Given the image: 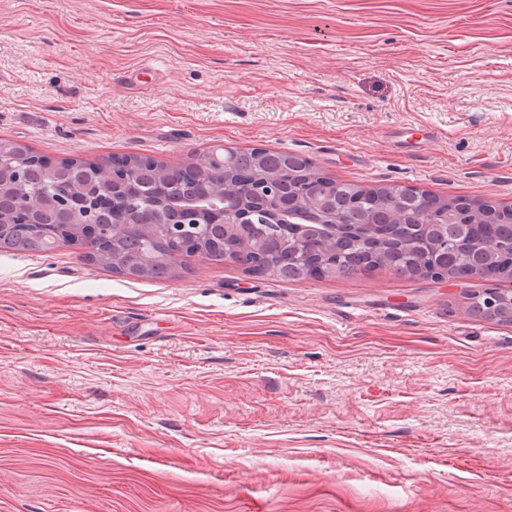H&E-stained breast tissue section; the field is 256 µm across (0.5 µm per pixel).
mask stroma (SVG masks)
<instances>
[{
  "mask_svg": "<svg viewBox=\"0 0 512 512\" xmlns=\"http://www.w3.org/2000/svg\"><path fill=\"white\" fill-rule=\"evenodd\" d=\"M0 138L512 206V0H0ZM491 285L0 250V512H512Z\"/></svg>",
  "mask_w": 512,
  "mask_h": 512,
  "instance_id": "35a3bbf8",
  "label": "stroma"
}]
</instances>
